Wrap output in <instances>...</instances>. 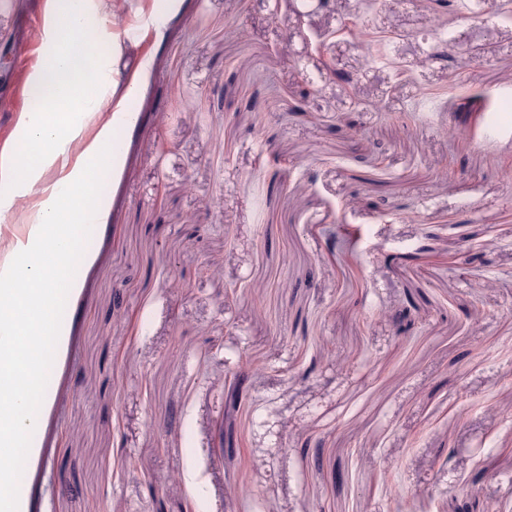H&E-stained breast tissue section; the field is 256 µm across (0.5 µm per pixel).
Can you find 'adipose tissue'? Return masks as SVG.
<instances>
[{
  "label": "adipose tissue",
  "mask_w": 512,
  "mask_h": 512,
  "mask_svg": "<svg viewBox=\"0 0 512 512\" xmlns=\"http://www.w3.org/2000/svg\"><path fill=\"white\" fill-rule=\"evenodd\" d=\"M107 10L113 33L106 49L89 35L94 22L86 0H50L53 44L33 87L39 104L20 117L18 153L0 162V183L15 189L12 199L0 202V223L24 211L21 227L0 232V512H26L12 471L19 458L37 454L30 403L54 398L44 377L65 339L57 306L76 285L71 267L79 230L96 207V177L110 167L124 129L136 121L130 104L137 81L126 60L149 64L122 40L127 0H107ZM84 130L90 136L72 154L70 145ZM52 168L60 177L44 183Z\"/></svg>",
  "instance_id": "obj_1"
}]
</instances>
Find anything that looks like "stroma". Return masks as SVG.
<instances>
[{
  "label": "stroma",
  "mask_w": 512,
  "mask_h": 512,
  "mask_svg": "<svg viewBox=\"0 0 512 512\" xmlns=\"http://www.w3.org/2000/svg\"><path fill=\"white\" fill-rule=\"evenodd\" d=\"M458 2L130 0L129 27L156 7L165 36L141 42L137 121L84 224L57 398L35 405L40 454L15 479L28 512H456L466 495L512 512V21L502 0L466 19ZM48 10L0 0V44L19 49L0 149ZM349 19L384 33V59L339 33ZM486 100L501 134L457 143ZM247 356L244 452L221 459L224 382ZM242 481L253 498H234Z\"/></svg>",
  "instance_id": "obj_1"
}]
</instances>
